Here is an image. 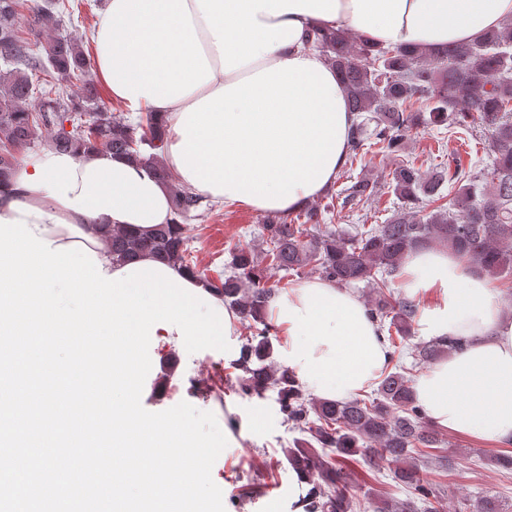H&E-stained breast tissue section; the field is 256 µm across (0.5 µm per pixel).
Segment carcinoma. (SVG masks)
Segmentation results:
<instances>
[{"label": "carcinoma", "mask_w": 512, "mask_h": 512, "mask_svg": "<svg viewBox=\"0 0 512 512\" xmlns=\"http://www.w3.org/2000/svg\"><path fill=\"white\" fill-rule=\"evenodd\" d=\"M81 2H36L30 23L70 17ZM22 8L24 0H0V177L9 176L21 151L46 133L52 150L112 153L152 169L169 190L172 222L143 235L116 228L103 245L117 262L150 257L177 265L236 311L250 338L231 367L241 371L242 394L275 392L286 422L300 433L286 455L300 481L311 485L299 501L303 512H361L349 486L350 467L360 458L373 472L397 464L394 479L405 493L403 499L380 496L374 512H444L447 491L425 479L421 465L445 463L447 456L415 400L411 369L400 363L418 303L394 295L392 285L407 256L423 247L446 249L494 279L512 276V19L435 53L378 46L342 25L306 35L305 44L336 70L356 113L343 168L348 173L359 163L361 173L324 205L267 217L263 258L288 275L309 267L343 286L362 283L373 294L368 311L387 345V368L376 390L336 402L310 397L288 369L272 365L267 307L279 288L261 275L253 249L234 247L230 271L216 278L189 259L185 220L202 197L176 184L160 157L161 117L148 111L131 122L101 104L82 45L58 33L33 49L18 25ZM472 126L488 133L489 164L442 160L425 176L414 162L401 160L384 181L399 201L392 216L360 224L352 234L325 224L336 207L355 208L377 192L367 156L402 152L407 134L419 128L453 134ZM462 346L460 338L427 342L419 362L434 363ZM458 512L507 509L498 497L484 495L460 502Z\"/></svg>", "instance_id": "cac0c4a2"}]
</instances>
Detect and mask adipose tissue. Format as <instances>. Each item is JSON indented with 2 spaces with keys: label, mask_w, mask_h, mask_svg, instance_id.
Instances as JSON below:
<instances>
[{
  "label": "adipose tissue",
  "mask_w": 512,
  "mask_h": 512,
  "mask_svg": "<svg viewBox=\"0 0 512 512\" xmlns=\"http://www.w3.org/2000/svg\"><path fill=\"white\" fill-rule=\"evenodd\" d=\"M512 18V0H107L91 63L113 100L164 120L166 167L193 193L265 213L321 194L345 159L353 121L339 77L304 44L344 25L385 47L430 52ZM167 190L125 159L53 150L26 155L0 182V329L28 312L27 333L78 327L53 291L88 295L119 343L136 336L236 335L223 297L181 268L113 261L102 237L169 223ZM420 299L425 340L463 350L414 382L418 404L449 433L512 445V310L454 255L421 249L400 270ZM268 318L283 361L310 396L345 401L387 365L376 322L351 288L320 277L278 292Z\"/></svg>",
  "instance_id": "ef3b65f1"
}]
</instances>
